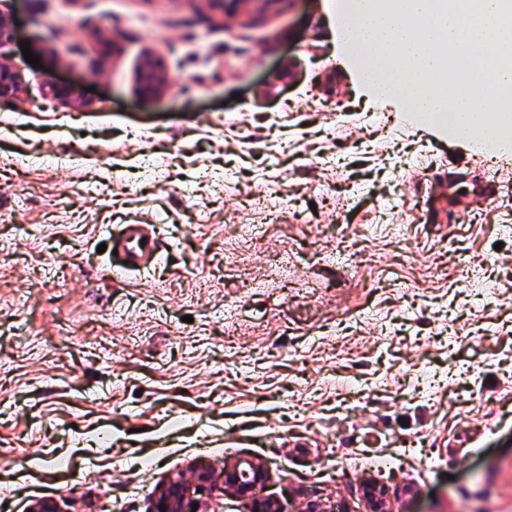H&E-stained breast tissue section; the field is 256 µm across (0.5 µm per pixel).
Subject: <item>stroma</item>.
Segmentation results:
<instances>
[{
	"mask_svg": "<svg viewBox=\"0 0 512 512\" xmlns=\"http://www.w3.org/2000/svg\"><path fill=\"white\" fill-rule=\"evenodd\" d=\"M334 6L0 0V512H153L199 469L247 512L246 461L283 512H370L375 482L383 512H512V147L380 102ZM125 224L146 268L98 249ZM270 248L286 278L242 291ZM277 0H210L214 8L221 10L222 14H232L245 20L253 18V6L257 3L269 5ZM20 79L11 64L4 58L0 59V100H7L17 94ZM168 81V76L160 61L151 62L141 75L142 90L148 94L164 91ZM143 238H146L145 242H142ZM113 249L118 250L126 267L145 266L156 256L158 239L145 224H126L121 234L113 240ZM268 479V472L260 463H249L247 468L238 467L224 471V493L250 501L248 512H281L274 500L254 496V490Z\"/></svg>",
	"mask_w": 512,
	"mask_h": 512,
	"instance_id": "obj_1",
	"label": "stroma"
}]
</instances>
